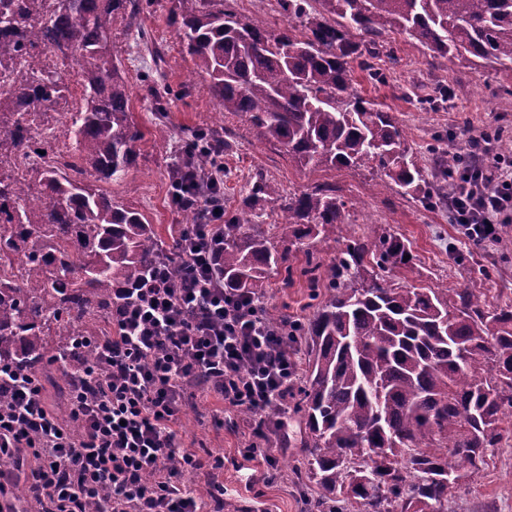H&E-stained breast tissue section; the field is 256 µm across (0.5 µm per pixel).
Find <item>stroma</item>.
Returning <instances> with one entry per match:
<instances>
[{
	"label": "stroma",
	"mask_w": 512,
	"mask_h": 512,
	"mask_svg": "<svg viewBox=\"0 0 512 512\" xmlns=\"http://www.w3.org/2000/svg\"><path fill=\"white\" fill-rule=\"evenodd\" d=\"M171 6V0H153L143 15L144 36L120 28L112 32L131 115L143 138L127 178L107 185L106 190L142 212L159 239L172 243L186 226L184 215L171 204L169 180L184 138L219 124L233 142L221 160L227 210L240 211L246 188L259 171L287 193L329 184L345 204L347 223L376 236L395 233L410 242L417 260L409 268L387 274L392 287L476 286L485 289L489 308L512 303V250L492 244L473 247L445 212L401 194L376 163L326 169L297 165L279 146L264 140L247 115L222 113L205 80L186 83L193 64L171 22ZM384 45L398 58V66L387 70L380 84L371 82L365 72L354 71L352 87L392 112L406 128L415 160H422L439 136L454 135L461 145L468 130L499 128L512 137V75L431 58L417 40L404 34L386 36ZM443 86L448 89L447 101L427 110L417 107L415 95L434 96ZM168 88L174 94L163 109L158 96ZM262 299L266 308L301 322L318 307L300 275L287 285L281 276L271 275ZM175 430L183 451L223 457L224 468L217 479L224 486L225 501L236 503L240 512H308L286 471L269 479L238 469L243 448L253 441L252 429L229 421L222 401L200 397L188 402ZM449 508L451 512H512V450L491 457L477 481L462 486Z\"/></svg>",
	"instance_id": "obj_1"
}]
</instances>
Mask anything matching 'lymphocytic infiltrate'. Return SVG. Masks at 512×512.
Returning a JSON list of instances; mask_svg holds the SVG:
<instances>
[{"label": "lymphocytic infiltrate", "mask_w": 512, "mask_h": 512, "mask_svg": "<svg viewBox=\"0 0 512 512\" xmlns=\"http://www.w3.org/2000/svg\"><path fill=\"white\" fill-rule=\"evenodd\" d=\"M211 213L149 272L112 291V341L96 367L73 382V424L47 411L33 376L0 364V487L23 480L35 512H208V498L180 480L183 470L221 468L179 450L174 426L188 397L221 396L246 408L256 430L288 394L296 363L255 295L225 290L216 275L224 244L223 197L195 191ZM464 235L494 237L512 212V161L495 160L453 188Z\"/></svg>", "instance_id": "lymphocytic-infiltrate-1"}]
</instances>
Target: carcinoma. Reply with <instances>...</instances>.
Here are the masks:
<instances>
[{
	"label": "carcinoma",
	"instance_id": "carcinoma-1",
	"mask_svg": "<svg viewBox=\"0 0 512 512\" xmlns=\"http://www.w3.org/2000/svg\"><path fill=\"white\" fill-rule=\"evenodd\" d=\"M194 69L228 113L249 115L260 135L302 167L369 161L410 195L432 202L428 169L412 158L405 131L380 104L353 91L352 63L382 79L372 60L380 39L407 34L434 58L512 71V0H279L283 28L245 21L230 0H174ZM143 0H0V69L39 46L82 68L81 91L33 61L13 91L0 93V362L59 380L94 363L93 323L112 324V288L144 274L161 256L142 213L95 187L124 180L143 137L112 48V30L141 32ZM54 121L84 177L48 159L28 178L11 158L29 139L21 102ZM231 149L222 127L195 133L170 179L201 184ZM437 174L472 173L453 141L433 151ZM259 201L273 205L289 246L280 250L257 223ZM344 203L316 186L284 193L261 172L245 208L224 213L219 277L232 291L258 294L270 274L300 273L324 303L305 323L265 311L299 356L304 381L288 388L303 427L302 458L292 465L310 512H448L463 484L502 450L501 423L512 416V305L487 308L480 288H392L368 267H406L408 241L372 237L344 223ZM339 253L325 265L321 247Z\"/></svg>",
	"mask_w": 512,
	"mask_h": 512
}]
</instances>
